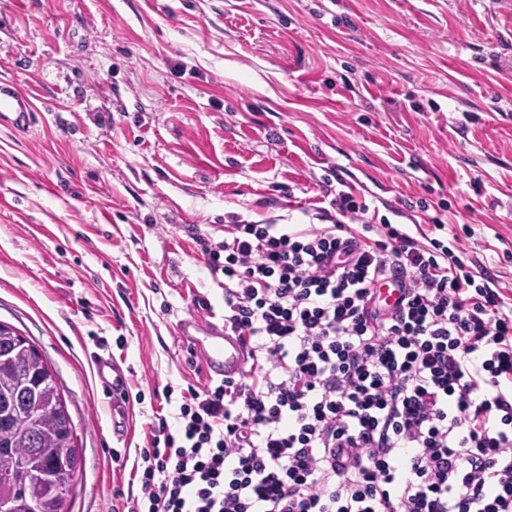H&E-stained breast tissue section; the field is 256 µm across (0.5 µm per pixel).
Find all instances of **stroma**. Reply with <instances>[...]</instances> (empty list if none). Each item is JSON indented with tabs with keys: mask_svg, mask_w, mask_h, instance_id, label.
Instances as JSON below:
<instances>
[{
	"mask_svg": "<svg viewBox=\"0 0 512 512\" xmlns=\"http://www.w3.org/2000/svg\"><path fill=\"white\" fill-rule=\"evenodd\" d=\"M2 78L38 112L0 126V323L75 425L70 512H128L154 426L208 383L177 326L224 314L195 237L231 215L311 224L345 188L512 290V0H0ZM94 375L112 401V434L123 438L128 432L129 406L125 399L127 378L123 369L112 361V355L96 354L92 358Z\"/></svg>",
	"mask_w": 512,
	"mask_h": 512,
	"instance_id": "obj_1",
	"label": "stroma"
}]
</instances>
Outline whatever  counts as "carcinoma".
I'll list each match as a JSON object with an SVG mask.
<instances>
[{"mask_svg":"<svg viewBox=\"0 0 512 512\" xmlns=\"http://www.w3.org/2000/svg\"><path fill=\"white\" fill-rule=\"evenodd\" d=\"M39 359L24 337L0 329V471L30 476L18 488L0 484V512H68L58 484L80 459L60 389Z\"/></svg>","mask_w":512,"mask_h":512,"instance_id":"cac0c4a2","label":"carcinoma"}]
</instances>
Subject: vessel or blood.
<instances>
[{
    "label": "vessel or blood",
    "mask_w": 512,
    "mask_h": 512,
    "mask_svg": "<svg viewBox=\"0 0 512 512\" xmlns=\"http://www.w3.org/2000/svg\"><path fill=\"white\" fill-rule=\"evenodd\" d=\"M35 110L36 105L29 94L20 91L13 81H0L1 125L7 123L15 129L28 127ZM179 334L187 346L203 359L211 379H236L246 371L247 348L241 337L225 331L223 321L190 317L181 321ZM92 366L100 386L112 401V434L125 437L130 414L125 399L126 375L108 355H94Z\"/></svg>",
    "instance_id": "b4317fda"
}]
</instances>
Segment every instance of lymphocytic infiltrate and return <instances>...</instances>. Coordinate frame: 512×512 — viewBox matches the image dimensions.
Listing matches in <instances>:
<instances>
[{"label": "lymphocytic infiltrate", "mask_w": 512, "mask_h": 512, "mask_svg": "<svg viewBox=\"0 0 512 512\" xmlns=\"http://www.w3.org/2000/svg\"><path fill=\"white\" fill-rule=\"evenodd\" d=\"M334 204L329 224L197 236L251 365L188 387L129 512H512V296L352 193Z\"/></svg>", "instance_id": "1"}]
</instances>
